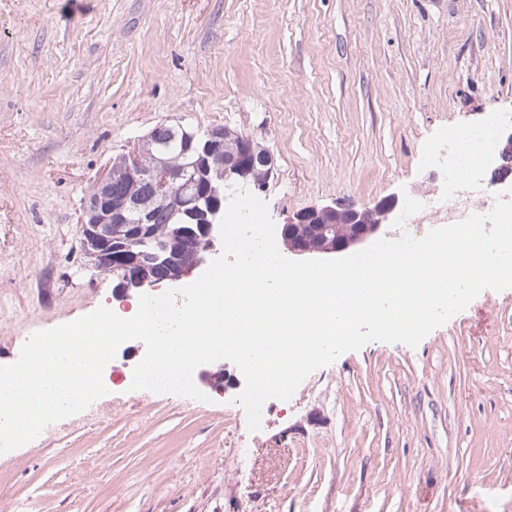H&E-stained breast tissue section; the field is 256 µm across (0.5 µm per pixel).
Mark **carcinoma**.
<instances>
[{
	"mask_svg": "<svg viewBox=\"0 0 512 512\" xmlns=\"http://www.w3.org/2000/svg\"><path fill=\"white\" fill-rule=\"evenodd\" d=\"M181 139L172 137L168 142V166L179 168L185 158L182 156ZM155 168V153L150 149L140 151L139 156L130 164L114 173L113 191L119 196L147 203L154 196V187L145 176V172ZM199 189L208 192L224 190V168L217 164L205 167L200 177ZM198 224L190 210L169 205L157 210L150 223H139L138 215L128 216V223L113 224L112 247L104 248L95 237L84 238V250L95 261L99 272L117 277L124 270L143 277L165 279L169 274L181 271L189 266L194 258L196 245L187 242L185 231ZM359 226L351 223L347 213L325 215L316 224H290L289 235L302 241L312 249H320L327 243L349 237L356 233ZM147 240L152 246H160V260L145 263L139 258L140 247L137 243Z\"/></svg>",
	"mask_w": 512,
	"mask_h": 512,
	"instance_id": "cac0c4a2",
	"label": "carcinoma"
}]
</instances>
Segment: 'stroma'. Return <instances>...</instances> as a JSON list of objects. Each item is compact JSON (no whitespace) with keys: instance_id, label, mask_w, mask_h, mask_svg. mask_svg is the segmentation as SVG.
<instances>
[{"instance_id":"stroma-1","label":"stroma","mask_w":512,"mask_h":512,"mask_svg":"<svg viewBox=\"0 0 512 512\" xmlns=\"http://www.w3.org/2000/svg\"><path fill=\"white\" fill-rule=\"evenodd\" d=\"M512 114V0H0V365L35 331L131 307L87 257L82 204L162 124L274 158L276 226L444 190L448 130ZM106 396L0 454V512H512V289L417 347L371 342L249 431L244 379L200 402Z\"/></svg>"}]
</instances>
